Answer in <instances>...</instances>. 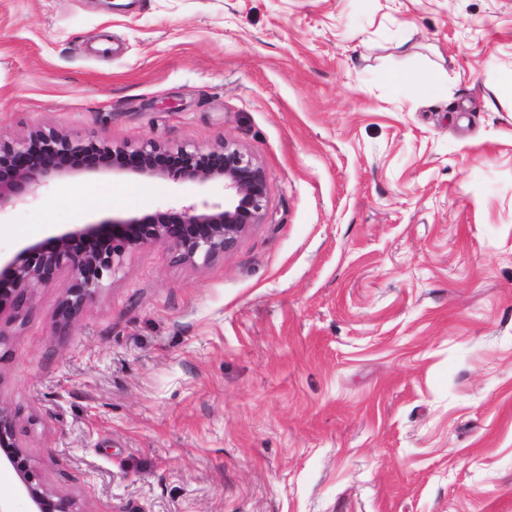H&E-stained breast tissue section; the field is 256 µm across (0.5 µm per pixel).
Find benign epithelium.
I'll use <instances>...</instances> for the list:
<instances>
[{"mask_svg": "<svg viewBox=\"0 0 512 512\" xmlns=\"http://www.w3.org/2000/svg\"><path fill=\"white\" fill-rule=\"evenodd\" d=\"M102 169L194 183L221 179L224 204H189L143 218L75 224L47 241L21 248L0 259V319L18 317L27 309L33 290L56 282L65 270L70 280L56 317L70 324L137 248L163 243L184 261L208 262L232 250L264 218V170L251 155L229 143L206 151L148 140L131 149L109 140L84 142L52 128H35L20 140L0 136V209L26 201L53 178ZM0 465L17 474L30 512H78L72 497L46 484L18 441L16 415L2 406Z\"/></svg>", "mask_w": 512, "mask_h": 512, "instance_id": "benign-epithelium-1", "label": "benign epithelium"}]
</instances>
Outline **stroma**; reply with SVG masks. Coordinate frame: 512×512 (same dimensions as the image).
Instances as JSON below:
<instances>
[{
  "instance_id": "stroma-1",
  "label": "stroma",
  "mask_w": 512,
  "mask_h": 512,
  "mask_svg": "<svg viewBox=\"0 0 512 512\" xmlns=\"http://www.w3.org/2000/svg\"><path fill=\"white\" fill-rule=\"evenodd\" d=\"M0 0V135L232 143L266 216L0 325V405L79 512H512V0ZM434 75L432 85L416 74ZM103 169L0 253L220 203Z\"/></svg>"
}]
</instances>
